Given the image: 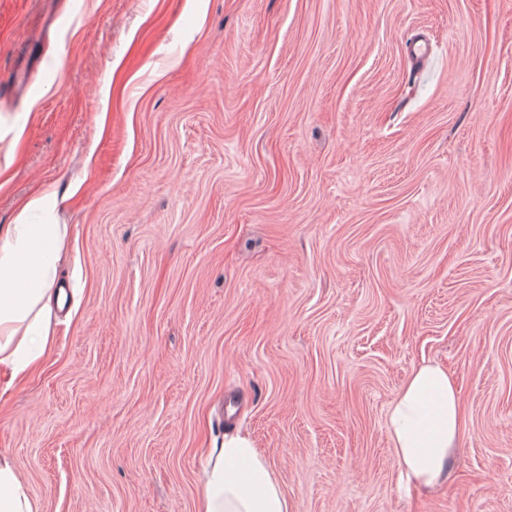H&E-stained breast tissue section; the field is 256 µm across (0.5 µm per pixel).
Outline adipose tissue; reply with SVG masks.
Wrapping results in <instances>:
<instances>
[{
  "label": "adipose tissue",
  "mask_w": 512,
  "mask_h": 512,
  "mask_svg": "<svg viewBox=\"0 0 512 512\" xmlns=\"http://www.w3.org/2000/svg\"><path fill=\"white\" fill-rule=\"evenodd\" d=\"M57 190L44 186L0 225V372L17 380L54 343L53 310L65 290L57 269L67 236L57 223ZM463 425L457 383L447 369L416 367L388 412V429L406 486L431 487L448 471ZM0 512H36L7 455L0 453ZM197 512H294L268 459L240 433L207 457Z\"/></svg>",
  "instance_id": "obj_1"
}]
</instances>
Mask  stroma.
<instances>
[{
  "mask_svg": "<svg viewBox=\"0 0 512 512\" xmlns=\"http://www.w3.org/2000/svg\"><path fill=\"white\" fill-rule=\"evenodd\" d=\"M4 162L76 287L0 395L37 512H197L232 425L295 512H512V0H0ZM424 361L465 424L409 490ZM463 425L457 383L447 369L416 367L388 412V429L400 475L407 487L438 484Z\"/></svg>",
  "mask_w": 512,
  "mask_h": 512,
  "instance_id": "stroma-1",
  "label": "stroma"
}]
</instances>
